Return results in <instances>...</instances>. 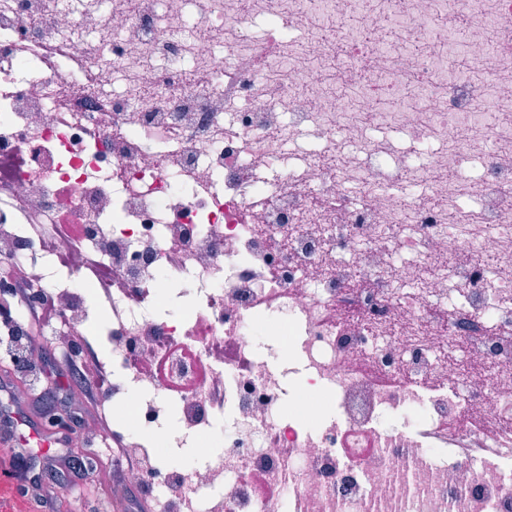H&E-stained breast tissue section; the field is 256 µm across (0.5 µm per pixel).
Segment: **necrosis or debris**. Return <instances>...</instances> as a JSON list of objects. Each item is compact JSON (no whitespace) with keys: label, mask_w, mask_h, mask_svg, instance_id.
I'll use <instances>...</instances> for the list:
<instances>
[{"label":"necrosis or debris","mask_w":512,"mask_h":512,"mask_svg":"<svg viewBox=\"0 0 512 512\" xmlns=\"http://www.w3.org/2000/svg\"><path fill=\"white\" fill-rule=\"evenodd\" d=\"M349 5L0 0V262L69 348L108 306L161 512H512V0ZM452 17L491 48L455 63ZM171 421L211 453L167 465Z\"/></svg>","instance_id":"obj_1"}]
</instances>
